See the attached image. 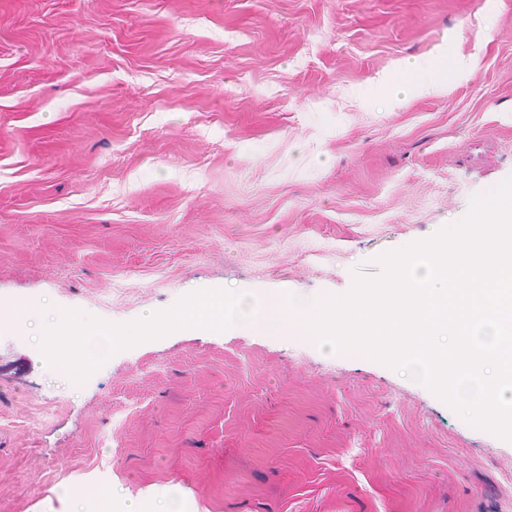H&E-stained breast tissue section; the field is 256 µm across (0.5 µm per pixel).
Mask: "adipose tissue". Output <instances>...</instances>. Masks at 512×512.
Masks as SVG:
<instances>
[{
  "instance_id": "1",
  "label": "adipose tissue",
  "mask_w": 512,
  "mask_h": 512,
  "mask_svg": "<svg viewBox=\"0 0 512 512\" xmlns=\"http://www.w3.org/2000/svg\"><path fill=\"white\" fill-rule=\"evenodd\" d=\"M423 67L422 61H406L401 76L395 79L396 84L413 87L420 94L442 92L456 77L459 64L451 49L445 48L430 74H423ZM59 512H199V509L174 489L136 497L108 489L93 501L66 498Z\"/></svg>"
}]
</instances>
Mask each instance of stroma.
Returning <instances> with one entry per match:
<instances>
[{
  "label": "stroma",
  "instance_id": "35a3bbf8",
  "mask_svg": "<svg viewBox=\"0 0 512 512\" xmlns=\"http://www.w3.org/2000/svg\"><path fill=\"white\" fill-rule=\"evenodd\" d=\"M450 44L448 92L385 80ZM512 175V0H0V320L341 296ZM512 512V443L300 336L184 328L84 381L0 335V512ZM54 512H199V509L175 489L133 497L117 492L112 486L93 501L67 497Z\"/></svg>",
  "mask_w": 512,
  "mask_h": 512
}]
</instances>
